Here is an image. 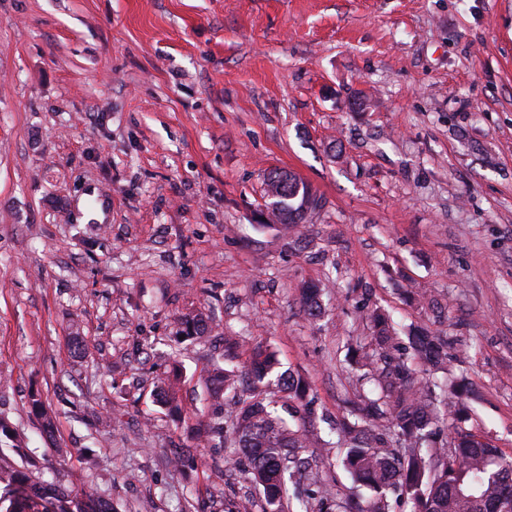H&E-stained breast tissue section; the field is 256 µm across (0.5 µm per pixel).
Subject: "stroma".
Instances as JSON below:
<instances>
[{"instance_id":"35a3bbf8","label":"stroma","mask_w":512,"mask_h":512,"mask_svg":"<svg viewBox=\"0 0 512 512\" xmlns=\"http://www.w3.org/2000/svg\"><path fill=\"white\" fill-rule=\"evenodd\" d=\"M272 169L322 198L300 231L257 221ZM372 307L453 337L468 427L512 457V0H0V466L21 441L113 512L261 504L235 449L174 465L189 430L154 393L176 360L190 409L214 360L269 347L346 503L325 444Z\"/></svg>"}]
</instances>
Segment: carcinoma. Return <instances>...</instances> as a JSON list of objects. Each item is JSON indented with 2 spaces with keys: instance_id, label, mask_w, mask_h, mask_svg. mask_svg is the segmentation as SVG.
<instances>
[{
  "instance_id": "carcinoma-1",
  "label": "carcinoma",
  "mask_w": 512,
  "mask_h": 512,
  "mask_svg": "<svg viewBox=\"0 0 512 512\" xmlns=\"http://www.w3.org/2000/svg\"><path fill=\"white\" fill-rule=\"evenodd\" d=\"M272 222L296 226L320 209V196L296 175L279 171L264 177ZM321 288L308 285L302 299L308 311L320 310ZM372 329L371 355L352 354L355 363L370 368L378 395L367 399L371 415L386 417L394 439L365 424L364 418L336 427L340 464L354 487L371 492L349 512H390V499L404 502L407 512H512V457L492 443L465 430L471 419L461 402L467 393L463 376L448 365V337L412 326L403 342L389 313L373 308L367 314ZM182 378L172 366L158 379L162 404L180 412L177 384ZM250 388L239 390V375L214 363L202 377L205 400L214 406L211 417H197L196 439L211 448L231 446L248 463L249 477L263 494L264 512H283L287 486L293 488L298 512H333L326 493L304 485L312 459L298 449L304 434L278 410L279 403L308 396L303 379L280 371L273 351L257 349L248 369ZM458 399L456 425L447 436L436 429L439 407L448 396ZM32 407L47 431L53 416L42 399ZM0 512H112L93 486L76 492L38 489L25 468L0 467Z\"/></svg>"
}]
</instances>
